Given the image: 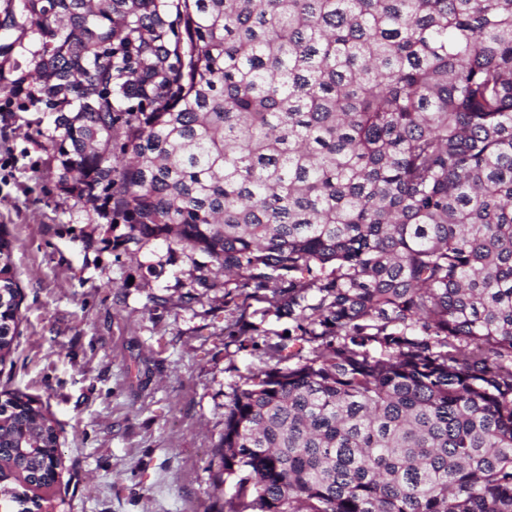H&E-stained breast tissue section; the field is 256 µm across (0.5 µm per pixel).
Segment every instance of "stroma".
I'll use <instances>...</instances> for the list:
<instances>
[{
    "instance_id": "stroma-1",
    "label": "stroma",
    "mask_w": 512,
    "mask_h": 512,
    "mask_svg": "<svg viewBox=\"0 0 512 512\" xmlns=\"http://www.w3.org/2000/svg\"><path fill=\"white\" fill-rule=\"evenodd\" d=\"M50 122L0 92V226L21 287L20 334L0 392L60 429L57 512H224V405L258 356L224 333L288 329L226 290L202 251L127 245L128 227L57 185L38 144Z\"/></svg>"
}]
</instances>
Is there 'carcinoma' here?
<instances>
[{"instance_id":"1","label":"carcinoma","mask_w":512,"mask_h":512,"mask_svg":"<svg viewBox=\"0 0 512 512\" xmlns=\"http://www.w3.org/2000/svg\"><path fill=\"white\" fill-rule=\"evenodd\" d=\"M6 73L64 192L293 323L229 332L225 512H512V0H18ZM20 301L1 229L0 364Z\"/></svg>"}]
</instances>
